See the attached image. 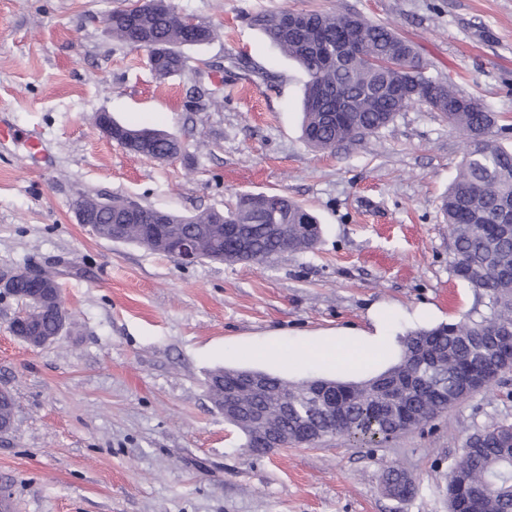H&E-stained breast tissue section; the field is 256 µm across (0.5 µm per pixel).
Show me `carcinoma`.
<instances>
[{
    "instance_id": "carcinoma-1",
    "label": "carcinoma",
    "mask_w": 512,
    "mask_h": 512,
    "mask_svg": "<svg viewBox=\"0 0 512 512\" xmlns=\"http://www.w3.org/2000/svg\"><path fill=\"white\" fill-rule=\"evenodd\" d=\"M313 26L288 27V11L247 15L271 43L307 74L303 98L302 132L319 150L386 129L412 102L423 101L444 116L464 140V157L457 175L441 199L440 210L453 238V273L485 298L484 309L461 320L431 329H419L401 341L399 359L387 370L359 381L320 377L316 381H288L246 368H224L208 376L211 398L221 403L224 379L259 376L262 385L246 397L249 409L265 415V423L242 430L243 447L259 448L258 434L273 430L284 444L319 445L344 437L361 445L380 444L411 428L426 424L465 397L476 393L470 374L479 369L501 372L512 368L496 339L512 334V235L498 224L500 210L512 208V149L492 139L493 113L478 101L457 93L446 81L416 70L409 41L375 24L366 26L364 41L348 64L327 63L322 43L338 37L359 21L352 13L309 12ZM213 30L202 22L187 25L175 7L162 0H137L129 11L112 17V37L132 47L146 40L156 44H201ZM186 63L169 53L152 61L155 78L181 72ZM288 238L267 227V210L257 199L248 208L239 204L224 211V220L238 225L226 235L214 224H195L174 216L172 230L193 235L203 250H224V262L263 263L283 251L305 253L317 248L321 228L303 206L283 197ZM56 317L42 315L18 330L36 340L52 336ZM336 394V408L303 411L319 398L323 388ZM288 407V413L281 412ZM384 483L395 498L412 499L415 480L406 472L388 468ZM450 512H512V423L502 422L477 431L466 440L460 456L449 466Z\"/></svg>"
}]
</instances>
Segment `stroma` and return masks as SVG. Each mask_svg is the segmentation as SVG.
<instances>
[{"label":"stroma","instance_id":"stroma-1","mask_svg":"<svg viewBox=\"0 0 512 512\" xmlns=\"http://www.w3.org/2000/svg\"><path fill=\"white\" fill-rule=\"evenodd\" d=\"M133 0H0V117L36 130L48 163L0 148V274L57 272L70 321L55 341L13 336L20 301L0 290V388L15 401L0 434V487L14 512H449L448 467L466 438L512 422V371L427 424L377 447L334 438L259 456L210 399L219 368L289 380L340 373L315 353L372 331L364 373L394 362L399 336L458 321L478 296L452 271L439 200L464 143L422 103L380 134L333 151L301 136L305 72L245 17L349 11L411 40L426 76L497 116L512 146V0H172L211 25L186 68L154 78L147 52L113 39L104 14ZM198 105L187 108L188 100ZM186 146L159 162L95 125L100 111ZM241 193L287 195L323 229L317 248L267 263L179 265L76 223L84 195L176 214L223 210ZM411 475L398 501L383 473ZM383 478L387 491L393 497L401 501H407L416 495V482L406 472L395 468H388L385 470ZM393 489L397 490V495L392 492Z\"/></svg>","mask_w":512,"mask_h":512}]
</instances>
